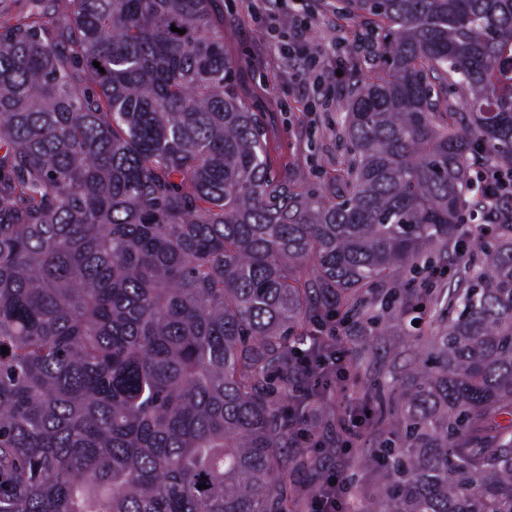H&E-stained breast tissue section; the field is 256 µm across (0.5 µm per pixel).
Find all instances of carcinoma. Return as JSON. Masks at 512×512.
<instances>
[{"label":"carcinoma","mask_w":512,"mask_h":512,"mask_svg":"<svg viewBox=\"0 0 512 512\" xmlns=\"http://www.w3.org/2000/svg\"><path fill=\"white\" fill-rule=\"evenodd\" d=\"M67 2L0 31V512H292L313 462L271 374L448 256L477 161L512 167V0H341L381 71L318 192L273 170L219 0ZM473 237L378 419L382 512H512V210Z\"/></svg>","instance_id":"carcinoma-1"}]
</instances>
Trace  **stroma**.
I'll return each instance as SVG.
<instances>
[{
	"instance_id": "stroma-1",
	"label": "stroma",
	"mask_w": 512,
	"mask_h": 512,
	"mask_svg": "<svg viewBox=\"0 0 512 512\" xmlns=\"http://www.w3.org/2000/svg\"><path fill=\"white\" fill-rule=\"evenodd\" d=\"M334 0H223L224 42L241 66L236 81L245 95L261 90L258 104L269 122V157L276 170L303 173L310 186H322L344 156L339 123L350 100L354 75L365 72L362 54L349 43L359 30L356 20L333 8ZM306 23L303 38L320 65L308 70L306 61L285 57L268 42L267 31L281 28L285 18ZM456 260L425 272L401 285L418 297L420 310L391 309L384 317L363 315L360 331H345L341 348L350 367L347 381L334 384L322 399L319 418L294 424L289 431L293 447H310L304 432L319 433L327 447L319 457L322 474L336 473L350 485L364 512H378L389 470L379 450L385 437L377 427L364 431L354 449L348 414L353 406L376 408L381 395L390 394L417 360L430 335L434 299L459 286L465 265L478 253L471 245L449 244Z\"/></svg>"
}]
</instances>
